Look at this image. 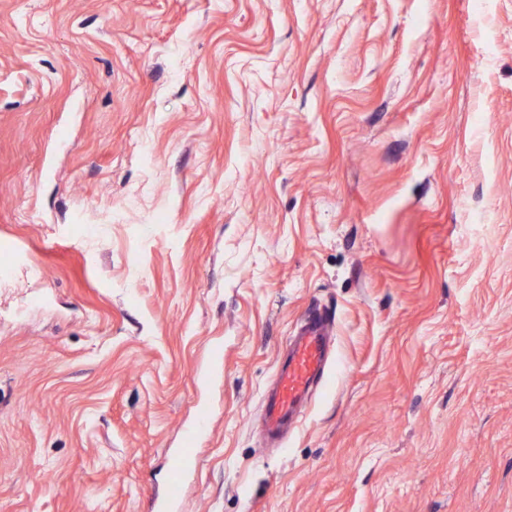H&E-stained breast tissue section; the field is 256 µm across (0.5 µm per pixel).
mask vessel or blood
Here are the masks:
<instances>
[{
    "mask_svg": "<svg viewBox=\"0 0 512 512\" xmlns=\"http://www.w3.org/2000/svg\"><path fill=\"white\" fill-rule=\"evenodd\" d=\"M329 332L328 321L319 315L311 316L302 326L288 360L278 374V390L266 407L265 423L269 431H278L287 424L308 392L324 365L325 339ZM207 422V415H200L195 428L186 432L182 448L171 456L165 495L155 501V512H175L181 498L183 477L195 460L196 438Z\"/></svg>",
    "mask_w": 512,
    "mask_h": 512,
    "instance_id": "obj_1",
    "label": "vessel or blood"
}]
</instances>
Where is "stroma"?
I'll list each match as a JSON object with an SVG mask.
<instances>
[{"instance_id": "obj_1", "label": "stroma", "mask_w": 512, "mask_h": 512, "mask_svg": "<svg viewBox=\"0 0 512 512\" xmlns=\"http://www.w3.org/2000/svg\"><path fill=\"white\" fill-rule=\"evenodd\" d=\"M1 240L0 512H512V0H0ZM329 332V323L321 315H312L302 326L287 362L279 371L278 390L266 407L265 423L270 432L288 423L324 366ZM208 422L206 414L198 417L196 426L186 432L183 447L170 458L166 479L165 496L154 502V512H174L181 498V487L184 475L192 467L195 460V441Z\"/></svg>"}]
</instances>
